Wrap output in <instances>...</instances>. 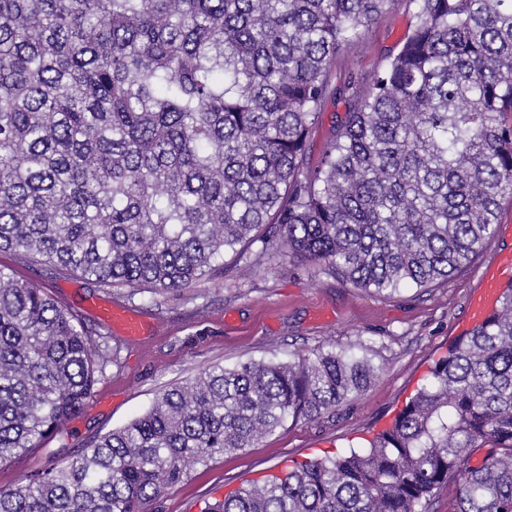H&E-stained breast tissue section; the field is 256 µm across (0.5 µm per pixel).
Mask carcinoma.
Instances as JSON below:
<instances>
[{"label": "carcinoma", "mask_w": 512, "mask_h": 512, "mask_svg": "<svg viewBox=\"0 0 512 512\" xmlns=\"http://www.w3.org/2000/svg\"><path fill=\"white\" fill-rule=\"evenodd\" d=\"M413 24L344 87L384 12ZM512 196V0H0V253L98 285L189 287L268 233L355 288H430ZM81 315L0 265V464L38 460L107 354ZM377 377L349 349L214 365L14 489L0 512H145L187 470L315 419ZM485 451L477 466L470 453ZM512 512V284L361 451L286 466L205 512ZM412 17L403 6L386 11L365 32L360 45L342 54L331 68L332 83L340 86L350 72L370 75L391 54L397 53ZM344 113L345 104L339 97L336 100L329 99L327 101L325 112H322L321 118L310 136V162L312 164H315L321 158L326 143L332 134L334 122L336 119L343 118Z\"/></svg>", "instance_id": "cac0c4a2"}]
</instances>
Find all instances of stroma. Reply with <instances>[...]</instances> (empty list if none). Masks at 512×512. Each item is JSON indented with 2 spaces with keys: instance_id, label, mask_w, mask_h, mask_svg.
Returning <instances> with one entry per match:
<instances>
[{
  "instance_id": "1",
  "label": "stroma",
  "mask_w": 512,
  "mask_h": 512,
  "mask_svg": "<svg viewBox=\"0 0 512 512\" xmlns=\"http://www.w3.org/2000/svg\"><path fill=\"white\" fill-rule=\"evenodd\" d=\"M412 17L404 7L386 11L360 45L331 68L342 85L349 73L371 74L397 53ZM512 253V196L500 203L495 238L448 281L380 297L331 273L299 262L281 237H265L242 256L225 255L227 274L206 276L178 292L97 286L61 275L39 263L0 255L18 279L30 281L75 307L91 339L112 357L84 409L46 441L44 457L70 459L89 438L121 428L142 415L165 388L214 364L285 361L299 354L349 348L367 356L380 373L360 395L314 420L287 422L243 451L197 465L182 482L162 492L148 512H204L245 477L327 452L363 448L421 383L429 367L462 331L471 292L495 256ZM123 305L150 325L132 344L103 322L93 305Z\"/></svg>"
}]
</instances>
